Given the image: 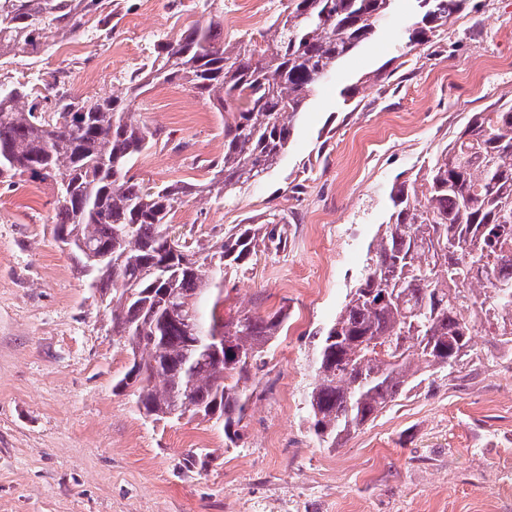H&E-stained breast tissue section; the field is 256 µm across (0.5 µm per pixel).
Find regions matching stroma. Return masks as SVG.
Returning <instances> with one entry per match:
<instances>
[{
    "mask_svg": "<svg viewBox=\"0 0 512 512\" xmlns=\"http://www.w3.org/2000/svg\"><path fill=\"white\" fill-rule=\"evenodd\" d=\"M282 0H224L265 33ZM111 37L52 44L0 62V83L65 70L73 91L121 90L158 39L201 17L200 0H110ZM410 0L318 88L279 164L233 201L194 196L174 225L223 235L286 218L287 242L228 270L224 317L287 307L288 322L253 379L258 396L240 447L197 419L153 423L131 392L114 391L128 357L106 313L53 237L50 186H0V512H512V359L492 337L453 373L398 399L341 447L308 429L316 333L342 308L387 218L396 177L427 167L472 113L512 100V0H468L447 31L397 53ZM356 87L353 99L345 88ZM137 119L160 133L136 177L194 184L224 153V120L188 88L158 84ZM205 440L207 465L186 463L180 439Z\"/></svg>",
    "mask_w": 512,
    "mask_h": 512,
    "instance_id": "stroma-1",
    "label": "stroma"
}]
</instances>
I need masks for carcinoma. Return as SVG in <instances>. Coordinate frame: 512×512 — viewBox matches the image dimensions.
Instances as JSON below:
<instances>
[{
  "mask_svg": "<svg viewBox=\"0 0 512 512\" xmlns=\"http://www.w3.org/2000/svg\"><path fill=\"white\" fill-rule=\"evenodd\" d=\"M204 0L207 19L153 57L119 92L79 98L57 80L44 107L33 89L0 85V184L24 176L49 183L56 239L112 253V271L88 278L106 302L112 336L130 356L115 388H135L154 421L187 415L219 424L238 447L255 390L247 382L288 315L224 320L228 267L281 240L277 223L235 224L216 240L191 241L173 219L186 189L147 187L134 160L157 142L133 103L156 84L187 85L224 113V156L209 161L201 198L232 200L284 154L295 118L324 74L376 34L396 0H287L268 33L224 41V8ZM403 34L423 46L465 0H415ZM109 37L105 0H0V59L37 55L57 39ZM391 210L366 254L365 275L314 348L316 381L306 397L310 430L338 447L421 382L469 356L477 328L512 344V102L475 112L426 173L395 182ZM218 290L209 316L200 298ZM233 340L223 344L219 335Z\"/></svg>",
  "mask_w": 512,
  "mask_h": 512,
  "instance_id": "obj_1",
  "label": "carcinoma"
}]
</instances>
